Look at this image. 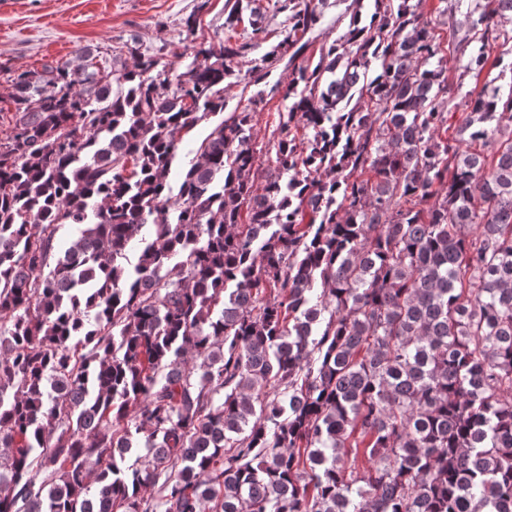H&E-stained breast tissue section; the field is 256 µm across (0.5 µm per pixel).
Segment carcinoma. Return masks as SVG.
<instances>
[{"instance_id": "obj_1", "label": "carcinoma", "mask_w": 512, "mask_h": 512, "mask_svg": "<svg viewBox=\"0 0 512 512\" xmlns=\"http://www.w3.org/2000/svg\"><path fill=\"white\" fill-rule=\"evenodd\" d=\"M209 2L10 76L0 512H512V0ZM226 0H210L208 11L202 16L203 32L209 39L215 41L225 35L224 3ZM268 99L265 107L257 114L255 120L254 138L258 148L264 146L271 132L275 129L278 122V113L286 112L288 108V101H284L279 93L273 97L269 96Z\"/></svg>"}]
</instances>
